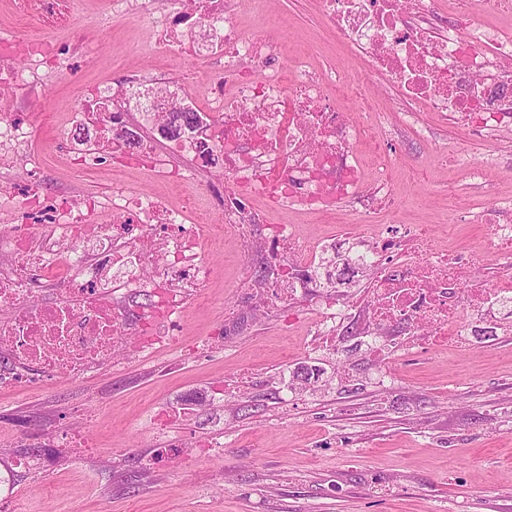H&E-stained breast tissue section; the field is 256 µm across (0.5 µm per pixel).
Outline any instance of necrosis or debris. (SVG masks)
Segmentation results:
<instances>
[{"mask_svg": "<svg viewBox=\"0 0 512 512\" xmlns=\"http://www.w3.org/2000/svg\"><path fill=\"white\" fill-rule=\"evenodd\" d=\"M319 14L337 43L364 58L368 77H381L412 104L401 121L412 127L422 112L462 126L469 138H486L512 128V32L480 21L471 8L442 13L429 22L434 0H317ZM114 12L132 11L157 37L155 54L181 61L182 71L148 70L132 79L142 89L141 116L112 89H92L76 122L95 129L91 148H73L70 158L84 165L96 150L111 147L129 167L203 187L212 222L234 230L251 249V227L265 225V242L275 255L276 298L291 299L335 288L323 270L328 240H303L296 225L270 224L253 195L275 199L288 210L319 218L348 208L359 217L364 242L354 250L355 270L373 268L365 319L323 308L312 333L335 342L343 329L374 350L417 346L447 351L471 324L500 309L512 310V199L446 223L483 225L481 251L434 245L419 224L388 227L376 223L383 209L401 211L394 193L400 156L373 154L375 177L364 183L359 146L382 128L389 112L369 109L362 121L340 111L329 88L335 82L307 60L292 70L277 62L276 35L258 39L239 19L235 0H112ZM41 39H0V91L17 92L38 78L17 71L21 59H45ZM207 62L209 105L200 112L197 136L159 142L151 132L157 119L175 120L188 93V68ZM221 158L225 180L214 183L203 154ZM110 227L98 224L103 209ZM49 213L47 230L35 233L30 220ZM188 210L159 194L117 189L111 202L65 195L46 201L40 186L26 190L20 209L0 229V388L31 390L65 376L80 380L133 349L148 357L181 356L179 319L190 302L202 299L215 269L201 255L202 226ZM490 266L491 278L472 276ZM50 271L38 284L32 267ZM53 300L38 303L44 287ZM130 292L150 295L136 324H129L118 300ZM408 323L402 340L386 338L389 323Z\"/></svg>", "mask_w": 512, "mask_h": 512, "instance_id": "necrosis-or-debris-1", "label": "necrosis or debris"}]
</instances>
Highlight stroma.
Here are the masks:
<instances>
[{
	"mask_svg": "<svg viewBox=\"0 0 512 512\" xmlns=\"http://www.w3.org/2000/svg\"><path fill=\"white\" fill-rule=\"evenodd\" d=\"M72 25L19 21L13 0H0V38L25 35L92 56L49 78L23 106L29 152L8 190L41 182L47 194L111 199L116 188L153 191L171 202L182 185L124 167L110 150L95 165H69L62 152L81 89L122 84L140 68H176L155 55L146 25L112 12V0H66ZM243 21L261 37H280L288 67L310 41L318 71L348 62L315 0L243 4ZM407 160L395 177L412 224L433 227L438 245L476 248L475 224H445L451 207L491 208L512 195V131L498 140L468 139L456 125L422 113L412 131L394 127L387 140L365 144L361 163L372 179L377 149ZM467 149L473 166L495 155L494 189L441 158ZM271 223L297 225L301 237L334 238L337 253L358 237L356 216L309 221L259 198ZM218 277L205 304L181 318L184 360L128 354L73 382H48L34 393L0 390V498L22 512H52L57 491L79 512H512V320L474 332L452 350L424 348L385 357L354 337L321 344L310 334L315 299L263 302L262 259L240 261L233 238L203 240ZM90 418L88 447L68 433ZM223 440L220 448L210 439Z\"/></svg>",
	"mask_w": 512,
	"mask_h": 512,
	"instance_id": "obj_1",
	"label": "stroma"
}]
</instances>
